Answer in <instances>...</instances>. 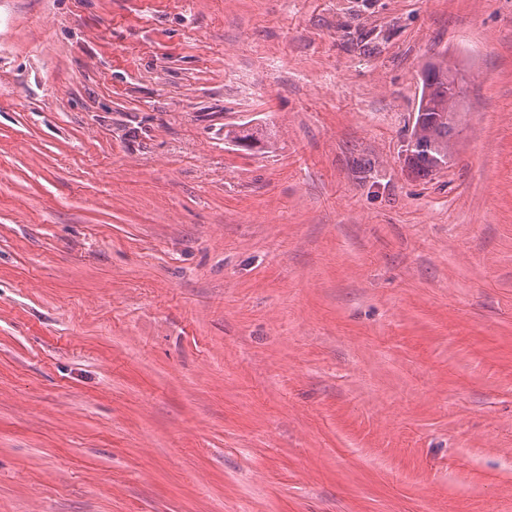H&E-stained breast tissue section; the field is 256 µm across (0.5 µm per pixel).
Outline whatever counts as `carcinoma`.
Here are the masks:
<instances>
[{
	"instance_id": "cac0c4a2",
	"label": "carcinoma",
	"mask_w": 512,
	"mask_h": 512,
	"mask_svg": "<svg viewBox=\"0 0 512 512\" xmlns=\"http://www.w3.org/2000/svg\"><path fill=\"white\" fill-rule=\"evenodd\" d=\"M455 77L446 54L440 61L423 67V90L408 148L411 167L418 174H430L448 164L460 104ZM224 139L244 150L265 148L264 142L252 133L227 130Z\"/></svg>"
}]
</instances>
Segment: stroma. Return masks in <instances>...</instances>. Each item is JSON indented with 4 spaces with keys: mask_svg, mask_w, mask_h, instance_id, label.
<instances>
[{
    "mask_svg": "<svg viewBox=\"0 0 512 512\" xmlns=\"http://www.w3.org/2000/svg\"><path fill=\"white\" fill-rule=\"evenodd\" d=\"M0 512H512V0H0ZM456 76L447 55L423 67V90L408 148L411 167L418 174H430L448 164L460 104Z\"/></svg>",
    "mask_w": 512,
    "mask_h": 512,
    "instance_id": "stroma-1",
    "label": "stroma"
}]
</instances>
